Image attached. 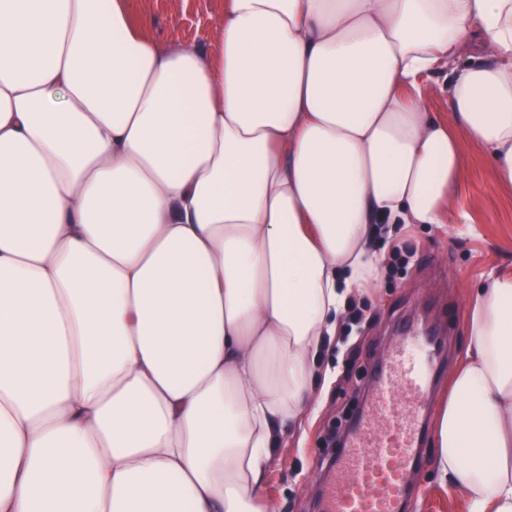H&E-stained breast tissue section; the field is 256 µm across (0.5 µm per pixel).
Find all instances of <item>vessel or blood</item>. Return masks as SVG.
<instances>
[{"label":"vessel or blood","mask_w":512,"mask_h":512,"mask_svg":"<svg viewBox=\"0 0 512 512\" xmlns=\"http://www.w3.org/2000/svg\"><path fill=\"white\" fill-rule=\"evenodd\" d=\"M433 368L429 340L417 338L412 346L396 348L359 429L339 451L324 512H403Z\"/></svg>","instance_id":"b4317fda"}]
</instances>
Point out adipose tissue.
I'll return each instance as SVG.
<instances>
[{
	"label": "adipose tissue",
	"instance_id": "1",
	"mask_svg": "<svg viewBox=\"0 0 512 512\" xmlns=\"http://www.w3.org/2000/svg\"><path fill=\"white\" fill-rule=\"evenodd\" d=\"M219 35L0 0V512H276L379 225L470 223L468 146L512 187V0H224ZM467 328L440 479L512 512V273ZM445 83H447V74L445 72L437 74L428 81V90L425 92V105L428 112H433L438 117L448 115V100L440 91V87Z\"/></svg>",
	"mask_w": 512,
	"mask_h": 512
}]
</instances>
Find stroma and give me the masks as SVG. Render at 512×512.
Masks as SVG:
<instances>
[{
	"label": "stroma",
	"mask_w": 512,
	"mask_h": 512,
	"mask_svg": "<svg viewBox=\"0 0 512 512\" xmlns=\"http://www.w3.org/2000/svg\"><path fill=\"white\" fill-rule=\"evenodd\" d=\"M130 12L149 37L162 45L196 43L218 48L217 23L224 0H128ZM468 209L472 225L413 224L395 231L392 244L403 258L384 268L372 295L357 299L363 317L342 323L318 360L314 412L278 450L266 494L277 512H322L325 485L333 472V441L368 403L373 372L386 360L403 328L428 314L443 339L437 370L423 403L421 462L409 474L408 512H462L438 483L435 428L448 375L470 339L466 310L476 288L492 272L512 270V190H494L488 158L475 159L456 201Z\"/></svg>",
	"instance_id": "stroma-1"
}]
</instances>
